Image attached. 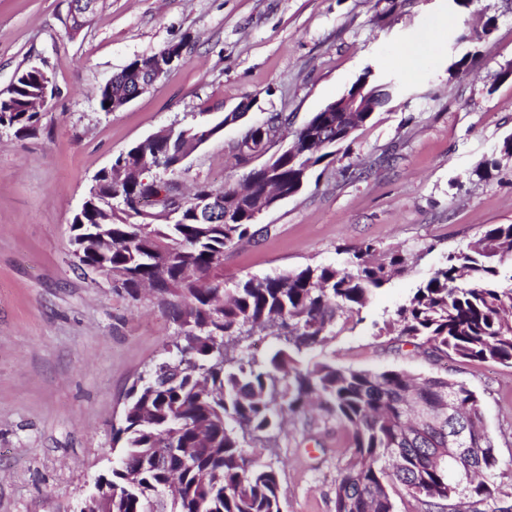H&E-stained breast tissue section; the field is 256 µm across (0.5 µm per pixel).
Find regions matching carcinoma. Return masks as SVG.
Returning <instances> with one entry per match:
<instances>
[{
	"label": "carcinoma",
	"instance_id": "1",
	"mask_svg": "<svg viewBox=\"0 0 512 512\" xmlns=\"http://www.w3.org/2000/svg\"><path fill=\"white\" fill-rule=\"evenodd\" d=\"M135 59L99 88L102 111L139 81L161 79ZM46 73L18 72L0 94V128L18 139L39 133L44 113L33 106ZM288 137V117L270 115L247 129L235 147L245 160ZM345 141L343 113L317 112L293 134L272 171L260 167L247 184L216 188L198 182L177 193L170 178L193 139L140 140L118 155L152 177L114 180L105 169L73 226L77 267L119 274L113 287L130 298L148 287L176 326L175 355L129 388L112 447L119 455L107 476L112 498L100 512H284L273 449L288 416L316 407L350 431L351 453L333 487V512H444L446 502L471 498L473 512L500 477L496 449L476 394L446 377L372 372L316 359L312 352L338 330L364 321L374 293L408 266L409 258L376 257L365 243L341 264L307 266L249 277L224 287V250L254 236L256 210L270 202L268 181L299 193L312 169ZM171 194L173 224H146L136 204ZM377 335L434 356L512 364V224L490 226L479 239L448 252ZM256 333L274 341L263 356L243 355ZM466 428L468 456L448 458V406Z\"/></svg>",
	"mask_w": 512,
	"mask_h": 512
}]
</instances>
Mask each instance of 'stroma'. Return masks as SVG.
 <instances>
[{
	"mask_svg": "<svg viewBox=\"0 0 512 512\" xmlns=\"http://www.w3.org/2000/svg\"><path fill=\"white\" fill-rule=\"evenodd\" d=\"M70 12L71 0H0V91L30 65L55 88L39 134L0 131V512H77L111 464L127 389L166 358L175 332L153 295L132 300L76 269L70 225L95 174L171 124L220 121L174 178L239 184L263 162L235 160L246 128L282 113L297 130L368 69L391 82L388 102L261 216L254 238L225 250L224 281L337 264L366 242L410 256L363 322L315 356L465 383L500 463L492 495L512 508V365L439 360L371 327L449 251L512 224V157L476 173L512 135V76L501 75L512 0H97L75 34ZM491 17L497 28L481 37ZM181 40L177 69L122 109H100L109 78ZM408 54L414 65L402 64ZM467 55L473 65L453 70ZM244 103L249 112L226 122ZM276 453L284 512H332L348 429L298 414Z\"/></svg>",
	"mask_w": 512,
	"mask_h": 512,
	"instance_id": "obj_1",
	"label": "stroma"
}]
</instances>
